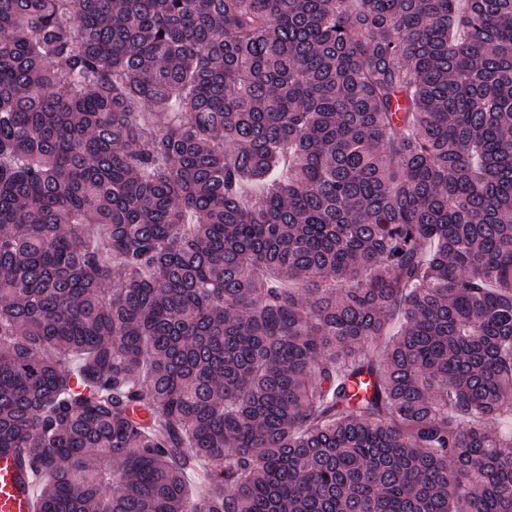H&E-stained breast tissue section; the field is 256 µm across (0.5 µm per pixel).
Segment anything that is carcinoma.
<instances>
[{"label":"carcinoma","instance_id":"cac0c4a2","mask_svg":"<svg viewBox=\"0 0 512 512\" xmlns=\"http://www.w3.org/2000/svg\"><path fill=\"white\" fill-rule=\"evenodd\" d=\"M512 0H0V455L35 512H512Z\"/></svg>","mask_w":512,"mask_h":512}]
</instances>
